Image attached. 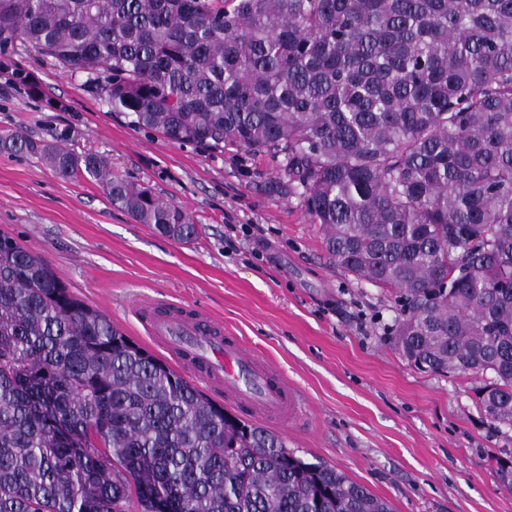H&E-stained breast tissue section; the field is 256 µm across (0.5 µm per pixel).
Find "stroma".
Listing matches in <instances>:
<instances>
[{"mask_svg":"<svg viewBox=\"0 0 512 512\" xmlns=\"http://www.w3.org/2000/svg\"><path fill=\"white\" fill-rule=\"evenodd\" d=\"M34 75L43 94L11 80ZM23 46L0 52V134L107 156L114 171L181 207L197 226L180 242L114 207L92 179L38 155L0 152V234L49 263L70 291L164 362L134 299L221 319L298 388L306 415L272 425L289 450L346 473L393 512H512L497 475L512 430L481 409L479 378L422 371L386 341L394 291L343 274L323 233L281 188L279 159L236 146L210 152L138 129Z\"/></svg>","mask_w":512,"mask_h":512,"instance_id":"obj_1","label":"stroma"}]
</instances>
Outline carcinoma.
<instances>
[{
  "instance_id": "cac0c4a2",
  "label": "carcinoma",
  "mask_w": 512,
  "mask_h": 512,
  "mask_svg": "<svg viewBox=\"0 0 512 512\" xmlns=\"http://www.w3.org/2000/svg\"><path fill=\"white\" fill-rule=\"evenodd\" d=\"M140 129L282 157L389 343L512 429V0H0L15 44ZM179 241L177 205L95 153L0 135ZM392 512L246 423L0 235V512Z\"/></svg>"
}]
</instances>
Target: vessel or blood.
Listing matches in <instances>:
<instances>
[{
  "instance_id": "b4317fda",
  "label": "vessel or blood",
  "mask_w": 512,
  "mask_h": 512,
  "mask_svg": "<svg viewBox=\"0 0 512 512\" xmlns=\"http://www.w3.org/2000/svg\"><path fill=\"white\" fill-rule=\"evenodd\" d=\"M135 313L149 336L189 374L249 416L288 426L299 421L302 401L277 368L247 350L222 322L201 313L144 300Z\"/></svg>"
}]
</instances>
